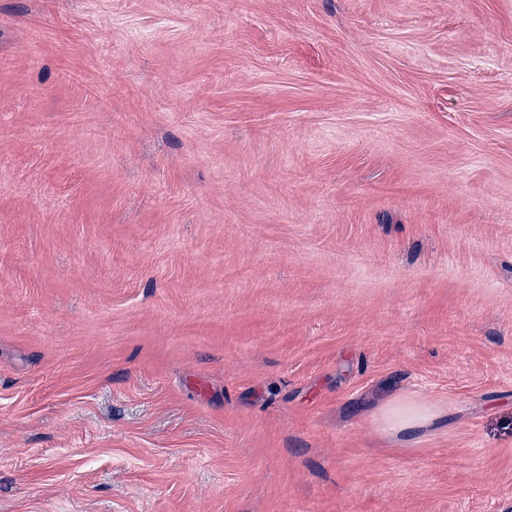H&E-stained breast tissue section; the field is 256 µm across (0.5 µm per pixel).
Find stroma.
<instances>
[{"instance_id":"stroma-1","label":"stroma","mask_w":512,"mask_h":512,"mask_svg":"<svg viewBox=\"0 0 512 512\" xmlns=\"http://www.w3.org/2000/svg\"><path fill=\"white\" fill-rule=\"evenodd\" d=\"M0 512H512V0H0ZM443 416V411L419 394L390 401L382 410V423L385 431L425 428L433 425Z\"/></svg>"}]
</instances>
